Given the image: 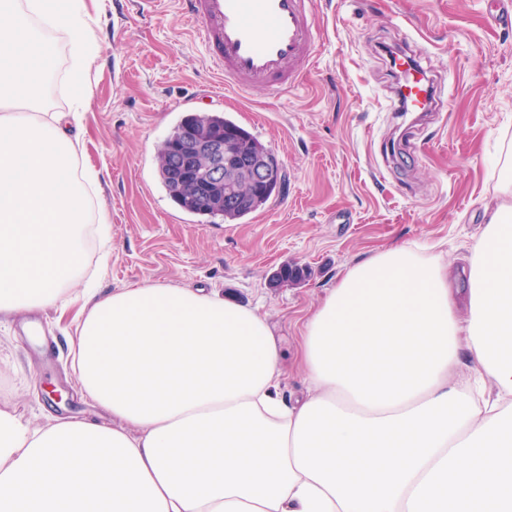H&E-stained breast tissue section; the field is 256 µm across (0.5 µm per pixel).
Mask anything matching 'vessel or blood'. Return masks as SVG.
<instances>
[{"mask_svg": "<svg viewBox=\"0 0 512 512\" xmlns=\"http://www.w3.org/2000/svg\"><path fill=\"white\" fill-rule=\"evenodd\" d=\"M225 88L271 98L292 90L310 69L320 39L314 0H179ZM404 112H439L441 94L419 64L401 68Z\"/></svg>", "mask_w": 512, "mask_h": 512, "instance_id": "1", "label": "vessel or blood"}]
</instances>
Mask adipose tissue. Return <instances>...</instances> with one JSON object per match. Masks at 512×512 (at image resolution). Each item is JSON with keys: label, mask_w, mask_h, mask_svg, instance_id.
<instances>
[{"label": "adipose tissue", "mask_w": 512, "mask_h": 512, "mask_svg": "<svg viewBox=\"0 0 512 512\" xmlns=\"http://www.w3.org/2000/svg\"><path fill=\"white\" fill-rule=\"evenodd\" d=\"M0 0V316L72 303L100 174L86 98L39 92L83 0ZM467 267L409 243L348 268L305 318L307 393L258 309L190 288L84 285L73 369L100 422L0 409V512H512V142Z\"/></svg>", "instance_id": "obj_1"}]
</instances>
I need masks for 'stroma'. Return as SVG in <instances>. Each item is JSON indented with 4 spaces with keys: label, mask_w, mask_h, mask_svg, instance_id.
<instances>
[{
    "label": "stroma",
    "mask_w": 512,
    "mask_h": 512,
    "mask_svg": "<svg viewBox=\"0 0 512 512\" xmlns=\"http://www.w3.org/2000/svg\"><path fill=\"white\" fill-rule=\"evenodd\" d=\"M92 87L81 166L101 171L99 198L111 243L87 244L105 263L101 286L140 282L215 290L258 308L288 353L287 394L306 381L294 357L301 322L342 271L401 243L437 246L463 266L488 224L497 158L512 138V0H315L322 36L314 62L288 94L249 99L211 72L195 26L177 0L140 15L118 0H92ZM407 49L444 91L445 112L415 123L397 111L378 45ZM194 112H221L273 150L285 181L238 224L180 210L162 186L158 145ZM418 148L400 151L403 139ZM311 271L272 287L283 264ZM0 323V407L40 425L99 418L78 392L69 358L71 316Z\"/></svg>",
    "instance_id": "stroma-1"
}]
</instances>
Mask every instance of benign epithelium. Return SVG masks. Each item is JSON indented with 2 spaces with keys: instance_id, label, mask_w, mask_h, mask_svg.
Segmentation results:
<instances>
[{
  "instance_id": "obj_1",
  "label": "benign epithelium",
  "mask_w": 512,
  "mask_h": 512,
  "mask_svg": "<svg viewBox=\"0 0 512 512\" xmlns=\"http://www.w3.org/2000/svg\"><path fill=\"white\" fill-rule=\"evenodd\" d=\"M165 168L178 174L182 191L203 197L224 209L260 194L280 178L281 171L267 158L237 152L224 132L202 126L180 142L162 148Z\"/></svg>"
}]
</instances>
